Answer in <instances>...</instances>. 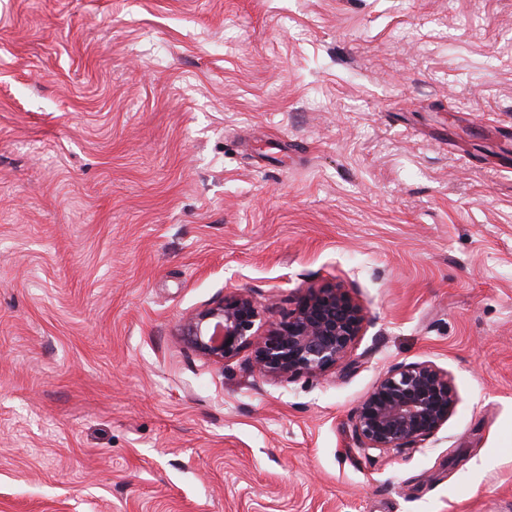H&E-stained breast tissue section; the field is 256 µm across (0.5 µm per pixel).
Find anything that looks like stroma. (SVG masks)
I'll use <instances>...</instances> for the list:
<instances>
[{
    "mask_svg": "<svg viewBox=\"0 0 512 512\" xmlns=\"http://www.w3.org/2000/svg\"><path fill=\"white\" fill-rule=\"evenodd\" d=\"M328 283L348 374L178 336ZM420 362L447 424L352 454ZM0 512H512V0H0ZM457 391L442 368L428 362L387 371L349 420L351 451L370 463L382 454L419 448L453 414Z\"/></svg>",
    "mask_w": 512,
    "mask_h": 512,
    "instance_id": "stroma-1",
    "label": "stroma"
}]
</instances>
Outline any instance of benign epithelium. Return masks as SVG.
Wrapping results in <instances>:
<instances>
[{"instance_id":"7a95c632","label":"benign epithelium","mask_w":512,"mask_h":512,"mask_svg":"<svg viewBox=\"0 0 512 512\" xmlns=\"http://www.w3.org/2000/svg\"><path fill=\"white\" fill-rule=\"evenodd\" d=\"M263 303L239 291L188 317L183 342L222 363L249 353L251 372L291 382L346 371L366 323L363 307L340 285L308 288L288 317L262 323ZM457 391L442 368L428 362L387 371L349 420L351 451L370 463L383 454L418 448L453 414Z\"/></svg>"}]
</instances>
